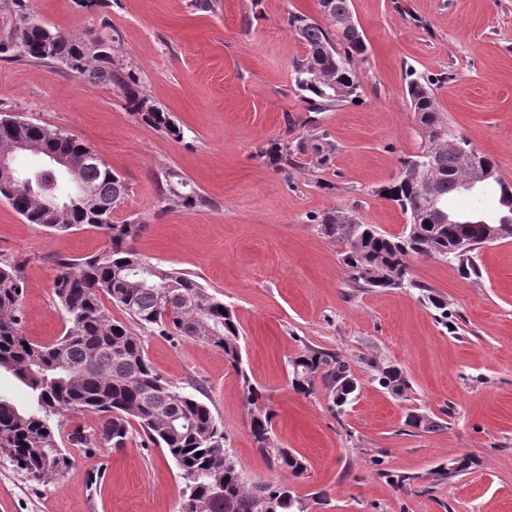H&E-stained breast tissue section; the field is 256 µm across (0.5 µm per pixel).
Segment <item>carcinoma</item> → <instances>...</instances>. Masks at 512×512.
I'll use <instances>...</instances> for the list:
<instances>
[{
	"label": "carcinoma",
	"mask_w": 512,
	"mask_h": 512,
	"mask_svg": "<svg viewBox=\"0 0 512 512\" xmlns=\"http://www.w3.org/2000/svg\"><path fill=\"white\" fill-rule=\"evenodd\" d=\"M305 46L306 57L296 63L294 82L310 102L323 105L355 101L361 85L353 59L366 51L361 34L354 30L335 32L303 15L288 16ZM10 58L47 65H63L91 82H103L118 88L132 114L145 124L178 136L180 130L168 113L152 104L137 76L112 56V45L88 41L83 37L53 31L18 10L4 36L0 53ZM347 91L339 99L328 98L329 85ZM406 95L418 122L433 136L437 128L448 127L441 116L432 89V81L421 78L407 83ZM36 144L42 157H65L78 179L96 200L116 208L128 195L125 179L107 164L91 160L89 147L75 135L39 123L18 120L11 129H0V148L11 142ZM419 151L435 157L436 188L442 200L461 193L465 173L456 156L439 139L420 143ZM306 145L275 143L260 150L273 155L282 164L293 165ZM22 178L0 177V199L28 223L38 224L54 233L97 228L109 237L110 246L100 253L82 258H55L59 274L54 294L64 310L68 327L51 344H41L25 336L21 326L19 300L23 291L20 264L0 258V371L12 373L31 390V404L20 410L0 397V459L8 461L27 477L45 483L63 475L73 465L72 456L60 447L54 417L64 411L88 412L99 417L97 431L86 434L77 428L70 434L74 445L84 448H124L135 427H140L144 444L164 449L173 460L184 483L179 512H307L305 499L288 485L276 481L247 478L227 448L224 424L198 396L156 372L150 364L141 336L124 321L112 317L102 297L128 315L144 330L156 329L165 336L198 341L224 353V359L241 370V334L231 306L214 297L195 279L154 264L131 247L143 231L141 224H114L110 213L75 200L55 210L36 203V198L70 193L67 176L44 163L21 170ZM162 189L164 202L192 208L204 197L179 173L171 170ZM421 190L409 178L397 177L379 190L395 202L407 216L408 226L398 235L381 232L373 224L359 219H338L335 213L317 218L322 234L347 247L342 263L350 284L355 288H389L395 274L402 276L404 288H412L437 310L439 321L454 331L457 323L448 314V303L429 288L409 278L410 260L437 258L456 268L467 280L479 277L476 250L484 245L481 225L473 216L456 212L459 224H438L433 209L420 197ZM467 234L474 250L467 256L451 251L453 238ZM374 371L373 379L395 397L410 390L402 369L388 361H366ZM292 388L305 395L321 382L330 409L344 413L356 399L358 378L353 361L322 348L304 346L288 360ZM271 410L251 413L250 433L263 453L273 449ZM405 425L431 431L438 422L426 415H408ZM474 455L464 453L447 469L437 474L451 479L469 470ZM276 468L301 477L306 466L286 448L273 456Z\"/></svg>",
	"instance_id": "1"
}]
</instances>
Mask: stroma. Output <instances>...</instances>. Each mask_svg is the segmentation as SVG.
I'll return each mask as SVG.
<instances>
[{"label":"stroma","instance_id":"stroma-1","mask_svg":"<svg viewBox=\"0 0 512 512\" xmlns=\"http://www.w3.org/2000/svg\"><path fill=\"white\" fill-rule=\"evenodd\" d=\"M50 29L92 39L119 35L118 57L180 136L137 121L122 93L58 66L0 59V114L75 135L128 183L113 223L144 227L137 253L184 272L237 317L243 365L175 336L145 334L151 364L193 386L223 423L246 477L287 483L308 512H512V238L477 253L480 276L411 260L409 276L448 303L456 333L409 288H354L342 244L314 216L341 212L390 234L407 217L380 195L418 150L406 98L410 75L435 78L449 126L493 156L512 183V0H351L366 52L358 100L312 106L294 84L305 48L288 16L318 18L317 0H22ZM304 143L297 163L259 155L272 143ZM332 143L329 156L318 146ZM173 169L204 206L165 208L161 182ZM96 229L52 233L0 200V256L19 260L26 336L49 343L67 328L53 283L57 255L104 250ZM346 355L360 379L357 400L334 416L324 388L295 392L288 360L301 343ZM401 367L411 389L397 398L371 379L369 359ZM271 409L274 445L300 454L302 477L278 470L250 434L244 380ZM441 425L406 426L409 409ZM478 464L449 481L438 465L464 452ZM62 477L34 484L0 461V512H178L183 483L165 450L72 448ZM411 482L394 486L387 475Z\"/></svg>","mask_w":512,"mask_h":512}]
</instances>
